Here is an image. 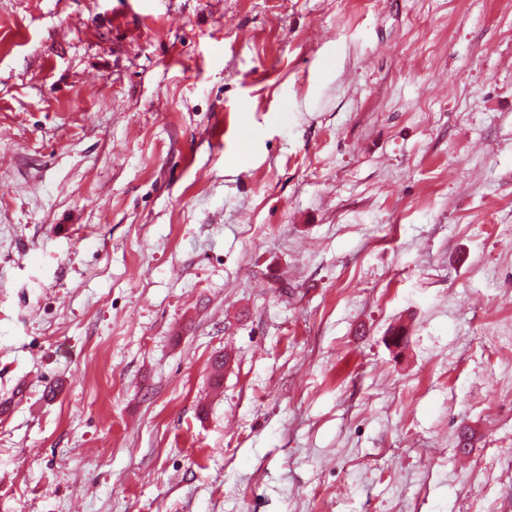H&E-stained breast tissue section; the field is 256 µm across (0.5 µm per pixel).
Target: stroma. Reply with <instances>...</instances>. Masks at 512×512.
<instances>
[{"instance_id":"obj_1","label":"stroma","mask_w":512,"mask_h":512,"mask_svg":"<svg viewBox=\"0 0 512 512\" xmlns=\"http://www.w3.org/2000/svg\"><path fill=\"white\" fill-rule=\"evenodd\" d=\"M0 512H512V0H0Z\"/></svg>"}]
</instances>
